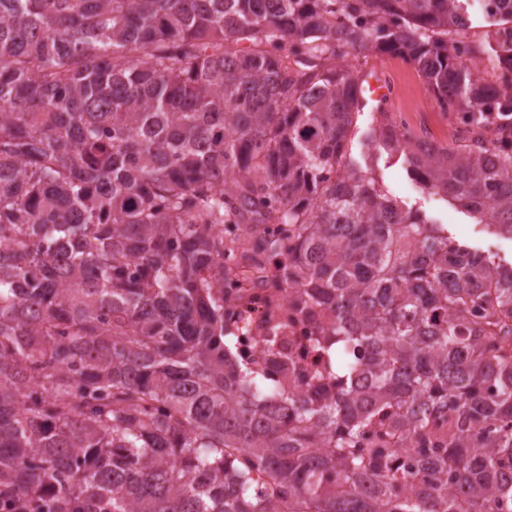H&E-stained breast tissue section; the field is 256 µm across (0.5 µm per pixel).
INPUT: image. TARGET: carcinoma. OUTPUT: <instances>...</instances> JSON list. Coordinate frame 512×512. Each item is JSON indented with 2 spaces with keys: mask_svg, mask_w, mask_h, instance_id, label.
<instances>
[{
  "mask_svg": "<svg viewBox=\"0 0 512 512\" xmlns=\"http://www.w3.org/2000/svg\"><path fill=\"white\" fill-rule=\"evenodd\" d=\"M479 3L481 48L470 0H0L3 508L512 512V265L385 193L337 64L412 63L462 145L381 108L367 141L512 238V0ZM227 225L327 320L333 396L235 358Z\"/></svg>",
  "mask_w": 512,
  "mask_h": 512,
  "instance_id": "1",
  "label": "carcinoma"
}]
</instances>
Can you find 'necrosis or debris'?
Returning a JSON list of instances; mask_svg holds the SVG:
<instances>
[{
    "mask_svg": "<svg viewBox=\"0 0 512 512\" xmlns=\"http://www.w3.org/2000/svg\"><path fill=\"white\" fill-rule=\"evenodd\" d=\"M224 263L230 270L224 285V322L238 330V357L264 366L271 375H278V365L259 343L261 334L276 327L281 331L282 354L288 360L298 394L315 400L321 397L323 390L334 389V381H327L324 388L318 389L310 385L308 379L314 358L309 339L320 333L321 323L299 312L290 295L274 301L266 289L256 287L259 264L238 255L225 256Z\"/></svg>",
    "mask_w": 512,
    "mask_h": 512,
    "instance_id": "1",
    "label": "necrosis or debris"
}]
</instances>
